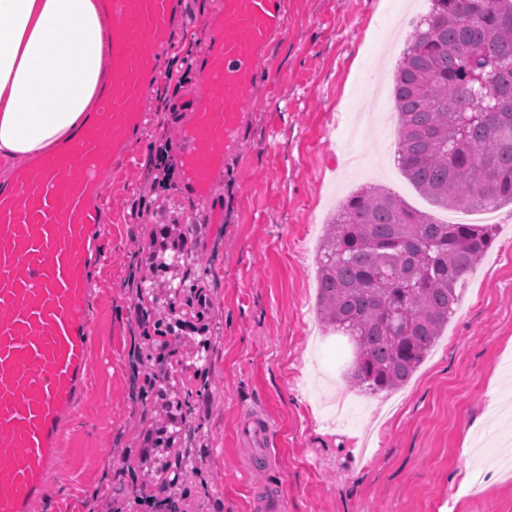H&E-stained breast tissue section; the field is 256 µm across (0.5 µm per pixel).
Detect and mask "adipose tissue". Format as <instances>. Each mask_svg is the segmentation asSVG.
<instances>
[{"instance_id": "obj_1", "label": "adipose tissue", "mask_w": 512, "mask_h": 512, "mask_svg": "<svg viewBox=\"0 0 512 512\" xmlns=\"http://www.w3.org/2000/svg\"><path fill=\"white\" fill-rule=\"evenodd\" d=\"M98 0H0V155L22 163L95 111L109 64Z\"/></svg>"}]
</instances>
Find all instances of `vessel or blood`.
Listing matches in <instances>:
<instances>
[{
	"label": "vessel or blood",
	"mask_w": 512,
	"mask_h": 512,
	"mask_svg": "<svg viewBox=\"0 0 512 512\" xmlns=\"http://www.w3.org/2000/svg\"><path fill=\"white\" fill-rule=\"evenodd\" d=\"M112 17V59L70 140L0 180V512H36L64 463L66 426L88 394L92 369V266L103 255L107 172L146 133L145 102L184 25L185 0H102ZM198 60L201 94L176 141L181 193L197 223L218 224V174L252 117L259 58L285 29L284 0H216ZM270 425L249 414L243 447L272 456Z\"/></svg>",
	"instance_id": "b4317fda"
}]
</instances>
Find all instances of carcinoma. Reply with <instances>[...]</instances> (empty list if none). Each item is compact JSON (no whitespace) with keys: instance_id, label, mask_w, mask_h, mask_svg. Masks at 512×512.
Masks as SVG:
<instances>
[{"instance_id":"cac0c4a2","label":"carcinoma","mask_w":512,"mask_h":512,"mask_svg":"<svg viewBox=\"0 0 512 512\" xmlns=\"http://www.w3.org/2000/svg\"><path fill=\"white\" fill-rule=\"evenodd\" d=\"M394 80L397 162L444 209L512 205V0H431ZM493 224H439L383 188L336 210L317 302L352 345L350 379L370 394L404 385L454 315Z\"/></svg>"}]
</instances>
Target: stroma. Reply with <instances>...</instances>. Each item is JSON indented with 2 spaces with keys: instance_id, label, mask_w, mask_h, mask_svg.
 I'll list each match as a JSON object with an SVG mask.
<instances>
[{
  "instance_id": "35a3bbf8",
  "label": "stroma",
  "mask_w": 512,
  "mask_h": 512,
  "mask_svg": "<svg viewBox=\"0 0 512 512\" xmlns=\"http://www.w3.org/2000/svg\"><path fill=\"white\" fill-rule=\"evenodd\" d=\"M215 0H189L165 67L207 42ZM430 0H287L252 91L254 117L218 185L219 226L200 225L172 266L153 255L190 223L177 182L154 190L146 165L175 143L177 104L200 91L160 83L150 126L110 183L105 263L94 289L92 389L64 437L66 460L44 512H261L269 487L288 512H512V466L490 467L512 440V206L469 275L459 308L410 380L370 396L350 384L345 337L316 314L317 253L331 214L370 185L441 219L400 191L393 74ZM201 280L202 304L170 297ZM161 363L153 388L137 361ZM196 433L171 446L195 462L158 490L146 455L166 402ZM269 418L272 462L238 446L245 412ZM487 419L479 431L472 425Z\"/></svg>"
}]
</instances>
